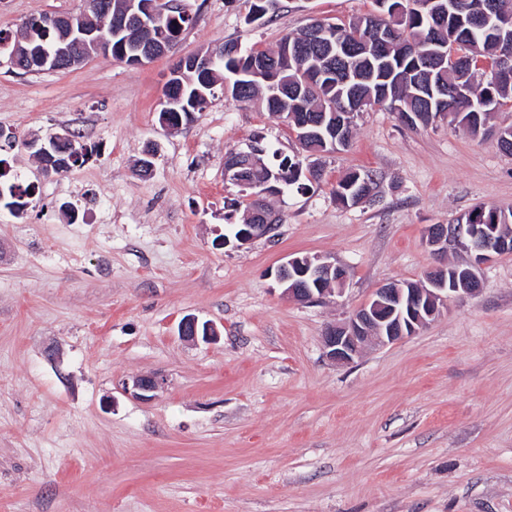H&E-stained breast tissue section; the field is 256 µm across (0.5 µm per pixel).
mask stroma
Here are the masks:
<instances>
[{"label": "stroma", "mask_w": 512, "mask_h": 512, "mask_svg": "<svg viewBox=\"0 0 512 512\" xmlns=\"http://www.w3.org/2000/svg\"><path fill=\"white\" fill-rule=\"evenodd\" d=\"M194 23L166 56L128 66L94 54L23 73L0 55V151L34 189L0 202V512H512V253L479 267L418 334L338 365L322 334L392 281L466 260L426 245L431 224L475 206L512 210V155L494 113L473 136L444 119L412 129L381 107L345 151L312 159L262 101L212 98L175 129L159 100L175 62L234 41L276 48L314 19L340 26L373 0H182ZM86 0H0V33L76 15ZM69 133L94 155L46 175L22 142ZM262 140L302 165L308 190L269 199L273 237L224 246L240 199L224 158ZM153 149V171L137 163ZM375 201L336 202L348 171ZM348 269L341 295L284 298L267 272L290 255ZM218 338L187 342L181 320ZM160 378L152 399L125 393Z\"/></svg>", "instance_id": "35a3bbf8"}]
</instances>
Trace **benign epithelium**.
<instances>
[{"label": "benign epithelium", "instance_id": "7a95c632", "mask_svg": "<svg viewBox=\"0 0 512 512\" xmlns=\"http://www.w3.org/2000/svg\"><path fill=\"white\" fill-rule=\"evenodd\" d=\"M159 0H125L122 13L113 21L112 33L124 34L129 28L136 29V36L124 39L120 50L115 52L114 60L127 65H139L147 59L167 55L173 51L176 41L167 38L164 29L159 27L158 19L169 12H183L181 4L169 0L166 10L158 7ZM46 26L61 27L65 34L54 44L52 51L40 50L30 52L25 49L14 58L15 65L27 72L56 70L60 67L72 68L80 65L93 52L112 53V42L105 40L100 31L66 16L45 17ZM224 55V48L218 46L204 54H193L179 58L170 72L167 88H179V93H165L161 101L164 112L162 124L178 112L182 103L181 78L189 69L200 74V88L196 94L207 97L211 89L208 76L218 58ZM295 132L298 142L318 134L316 125L298 124L294 115L286 116ZM69 140L67 134H53L47 139L27 141L28 149L42 160V167L47 173L58 175L68 170L66 161L62 160L63 145ZM284 171L268 170V177L273 182L246 184L238 181L236 167L224 165V178L239 183L242 189L250 190L248 199L255 204L256 223L244 224L235 238L234 246L240 248L259 238L265 237L280 222L279 216L268 208L266 196L280 191ZM492 224H430L427 228L426 243L433 252L439 254L453 246L469 254H475L479 264L492 255H500L507 248L506 242L494 233ZM458 276L448 279V267H440L430 273L426 286H409L390 283L376 289L373 297L342 323L329 326L323 336L322 344L325 355L337 364H350L359 357L365 346L372 342L378 345L393 344L406 337L415 335L420 329L433 321L441 311L448 296L452 293L475 294L480 290V281L470 266L460 265L456 269ZM289 298H298L307 302H317L342 287L346 269L329 256H294L278 265L270 272ZM181 337L197 342L208 341L218 335L216 328L208 323H200L197 318L187 316L179 325ZM160 386L155 377L136 378L132 383V395L150 400Z\"/></svg>", "mask_w": 512, "mask_h": 512}]
</instances>
